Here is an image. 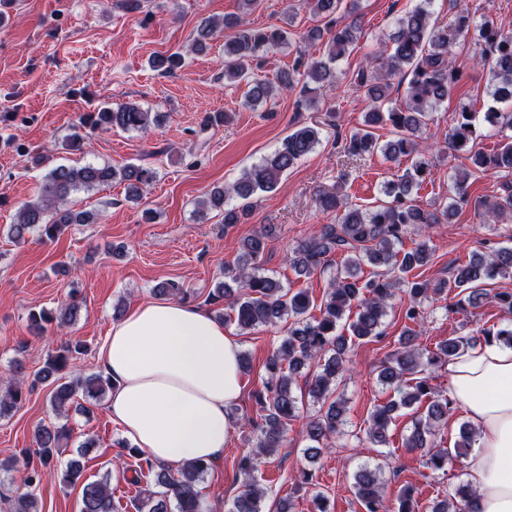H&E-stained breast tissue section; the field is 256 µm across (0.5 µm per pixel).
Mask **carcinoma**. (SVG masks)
Instances as JSON below:
<instances>
[{"instance_id":"1","label":"carcinoma","mask_w":512,"mask_h":512,"mask_svg":"<svg viewBox=\"0 0 512 512\" xmlns=\"http://www.w3.org/2000/svg\"><path fill=\"white\" fill-rule=\"evenodd\" d=\"M307 2L313 15L322 18L323 24L310 29L303 39L312 44L324 40L327 56L315 58L300 54L291 70L280 73L276 82H255L246 94L248 104H268L275 96L299 86L300 97L295 106L300 111L316 106L312 94L317 89L335 83L334 64L357 39L359 21L355 13L359 0ZM431 4L432 0H420L399 17L390 38V52L368 60L356 73L355 84L367 101V112L363 127L344 138L343 154L359 157L379 151L392 162L408 157L411 165L384 183L382 193L386 201L369 210L347 206L336 192L321 190L317 193L319 208L335 213L336 219L331 224L319 225L310 235L297 241L289 262L299 277H308L317 270H330L329 286L321 302L315 303L308 289H287L260 271L258 258L266 249L272 231L270 226L243 241L238 265L225 273L230 282H219L208 298L212 304H228L242 331L281 322L288 324L267 363L268 377L263 390L255 396L260 420H248L254 433V451L238 461L244 476L243 490L234 498L229 512H262L266 491L254 476L253 457L270 455L286 443L288 425L296 418L297 400L291 385L297 371L309 369L307 394L318 405L316 413L309 416L305 424L309 441L306 454L316 458L330 446L332 439L345 434L347 409L337 389L345 370L347 349L383 336L387 309L399 292L408 297L403 311L407 326L398 340V350L380 365L378 372L379 381L392 390L393 395L386 403L374 407L365 430L366 439L374 445L387 444V433L395 414L416 404L420 411L413 416L405 447L411 451L427 449V466L443 470L452 459L467 455L472 446L475 432L466 424L462 425L460 439L453 447L441 448L432 441L439 427L448 420L450 401L435 394L427 369L447 364L469 348L473 338L450 336L436 346L435 355L424 359L415 344L417 333L411 325L423 320L424 303H433L453 289L467 293L457 301L461 309L474 308L488 299L491 295L485 286L489 282L512 276V246L476 253L448 278L429 280L412 274L432 260V247L426 233L469 203L468 173L456 170L450 175L449 201L433 210L418 206L413 196L431 171L426 149L420 147L421 131L434 109L448 100L459 80L453 44L467 38L473 30L483 43L476 61L490 65L492 100L503 109L491 106L479 114L461 107L449 127L446 144L453 153H469L468 159L477 169L512 174V135L505 136L490 153L474 150V142L479 137L478 117L502 132L512 130V35L503 33L489 17L479 23L474 21L466 8L457 10L452 22L440 28L432 22ZM225 27L237 28V33L224 42V80L230 83L249 81L252 65L260 63L288 41L285 30L250 27L239 17L233 21L207 19L197 28L194 50L202 51L206 41ZM151 65L163 74H171L184 65V57L178 51L155 56ZM395 77L407 82L402 108L386 105L391 79ZM150 121L151 112L136 104L123 103L115 107L106 105L83 115L80 125L93 130L145 131ZM387 125L394 138L382 143L374 129ZM319 134V129L313 126L296 129L271 156L246 170L231 187L213 191L209 199L200 203V208L224 212L226 224L239 223L249 211L246 200L259 191H275L281 175L313 151L320 141ZM154 178V171L135 164L119 170L91 163L78 167L57 165L43 178L37 198L21 207L17 221L8 227V236L16 242H24L36 233L52 240L71 224L96 221L95 215L88 211L66 207L73 193L92 190L118 179L127 183V198L137 201L142 198L143 187L150 185ZM235 197L243 203H230ZM474 209L479 215L512 219V183H506L505 194L492 201L475 200ZM410 234L418 236L419 240L406 250L404 238ZM334 253L343 255L341 263L335 264L329 259ZM364 263L374 267L365 279L360 277ZM491 297L500 307L512 312L511 293L500 292ZM77 308L75 296L71 294L57 314L45 309L29 312V328L32 333L41 335L49 324L68 323ZM314 309L318 313H312ZM86 352L82 341L67 340L33 374L34 384L50 379L55 383L50 404L59 414L79 395L85 401L96 402L112 389L110 378L102 373H91L70 382L59 376ZM23 398L22 386L9 387L6 394L0 395V414L16 407ZM35 438L39 464L28 457L18 469L24 491L16 497L14 512H39L38 498L32 489L41 483L45 472H50L64 487L76 485L82 477L77 459H70L63 466L53 464L69 441L65 428L41 426ZM127 452L136 456L138 467L130 483L136 484L153 472L156 485L160 487L158 491L148 490L139 495L134 501L136 512H169L170 502L175 503L176 512H200L199 483L208 468L207 462L187 460L172 471L143 457L136 448L129 447ZM111 479L108 471L101 479L83 485L80 512H115ZM354 489L365 512H415L417 507L415 489L411 486L402 488L391 502L385 501L383 469L379 464L360 467L354 475ZM474 497L475 491L470 486L460 484L443 499L434 501L430 512H475Z\"/></svg>"}]
</instances>
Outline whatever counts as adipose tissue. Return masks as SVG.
Segmentation results:
<instances>
[{"instance_id": "1", "label": "adipose tissue", "mask_w": 512, "mask_h": 512, "mask_svg": "<svg viewBox=\"0 0 512 512\" xmlns=\"http://www.w3.org/2000/svg\"><path fill=\"white\" fill-rule=\"evenodd\" d=\"M97 359L112 381L113 423L148 457L176 467L223 455L242 369L222 322L184 302L149 301L112 324ZM446 371L476 433L466 473L478 512H512V345L467 348Z\"/></svg>"}]
</instances>
